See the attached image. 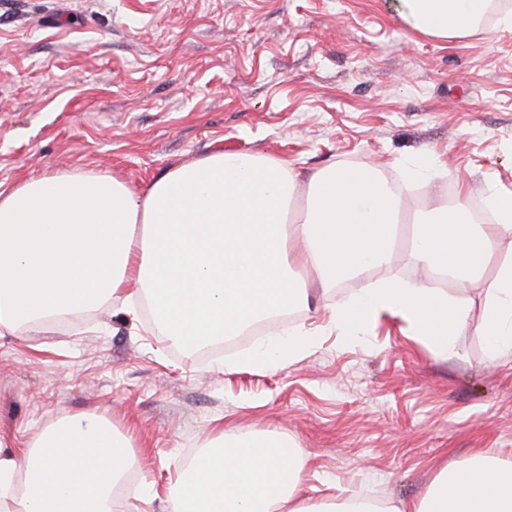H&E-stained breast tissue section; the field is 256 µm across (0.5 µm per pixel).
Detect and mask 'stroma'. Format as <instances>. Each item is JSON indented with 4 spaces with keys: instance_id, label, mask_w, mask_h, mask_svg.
I'll return each mask as SVG.
<instances>
[{
    "instance_id": "1",
    "label": "stroma",
    "mask_w": 512,
    "mask_h": 512,
    "mask_svg": "<svg viewBox=\"0 0 512 512\" xmlns=\"http://www.w3.org/2000/svg\"><path fill=\"white\" fill-rule=\"evenodd\" d=\"M395 0H0V184L102 171L140 188L214 151L253 152L311 174L370 167L404 185L408 215L448 192L512 194V30L496 21L438 38L406 25ZM442 162L436 187L415 159ZM483 276L448 287L469 320L454 357L380 314L347 341L324 306L394 277L428 275L400 247L343 288L307 282L285 328L318 333L277 371H229L261 331L202 359L169 345L142 305L103 303L64 324L0 337V451L90 414L130 442L137 480L116 512H165L178 468L220 431L268 430L309 457L313 502L422 496L432 466L484 450L512 463V361H485Z\"/></svg>"
}]
</instances>
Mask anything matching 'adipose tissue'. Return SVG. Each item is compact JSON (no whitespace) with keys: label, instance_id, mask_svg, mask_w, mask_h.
I'll return each mask as SVG.
<instances>
[{"label":"adipose tissue","instance_id":"1","mask_svg":"<svg viewBox=\"0 0 512 512\" xmlns=\"http://www.w3.org/2000/svg\"><path fill=\"white\" fill-rule=\"evenodd\" d=\"M487 0H402L401 16L436 37L471 32ZM306 182L297 203L294 188ZM405 206L371 168L333 167L302 176L285 161L216 152L170 168L140 189L106 173H45L0 188V337L102 302L150 300L172 343H216L252 322L302 303L299 274L326 288L388 263ZM407 246L430 272L479 279L497 243L475 224L466 195L416 215ZM389 312L432 352L455 355L468 324L465 303L426 283L386 280L329 308L339 336L360 335ZM479 331L488 362L512 360V262L501 264ZM304 329L243 356L271 371L302 359ZM214 454L178 474L168 512H334L311 504L307 458L288 439L225 431ZM136 465L127 439L100 417H66L32 445L0 455V512H112L113 484ZM21 489H14L17 474ZM376 512H512V464L484 452L437 467L423 497Z\"/></svg>","mask_w":512,"mask_h":512}]
</instances>
